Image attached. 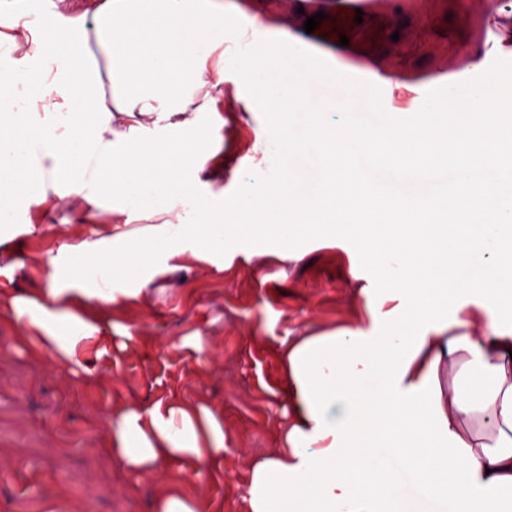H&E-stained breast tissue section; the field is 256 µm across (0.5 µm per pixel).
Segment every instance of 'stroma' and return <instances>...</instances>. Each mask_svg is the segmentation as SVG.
<instances>
[{
  "label": "stroma",
  "instance_id": "1",
  "mask_svg": "<svg viewBox=\"0 0 512 512\" xmlns=\"http://www.w3.org/2000/svg\"><path fill=\"white\" fill-rule=\"evenodd\" d=\"M341 0H224L238 21L241 11L261 15L265 28H243L224 42V199L253 185L268 163L266 131L272 116L252 94L235 64L238 42L251 43L257 61L281 53L280 27L293 38L317 12L324 27L310 33L325 42L346 70L351 98L361 88L350 72L360 61L388 74L377 92L386 117L427 113L446 102V76H459L461 91L494 80L512 102V0H375L361 22L342 18ZM348 46H340L338 36ZM29 200L0 216V281L29 293L44 286L48 249L77 243L80 225L69 202L52 217L48 236L25 232ZM303 256L269 255L255 266L237 255L224 271L208 264L185 268L142 284L138 305L119 320L137 340L118 363L100 362L98 378L83 382L51 360L36 361L16 343L21 325L0 317V512H152L166 473L132 476L105 451L106 415L115 403L145 407L172 396L202 400L224 420V461L182 479L186 495L202 496L211 512H236L249 481V465L278 448L284 420L271 392L283 388V340L307 336L353 319L360 306L358 280L349 269L357 243L326 234L299 237ZM202 333L204 352L189 344Z\"/></svg>",
  "mask_w": 512,
  "mask_h": 512
}]
</instances>
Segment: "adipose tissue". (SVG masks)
I'll list each match as a JSON object with an SVG mask.
<instances>
[{
    "mask_svg": "<svg viewBox=\"0 0 512 512\" xmlns=\"http://www.w3.org/2000/svg\"><path fill=\"white\" fill-rule=\"evenodd\" d=\"M223 0H97L91 14L56 0L27 9L0 0V209L33 198L27 232L73 199L84 239L51 262L41 291L0 282V309L17 339L83 378L132 346L113 317L142 291L116 288L134 261L157 277L192 259L238 253L261 213L309 216L307 235L339 224L362 238L364 263L383 288H362L354 322L283 342L288 420L280 447L253 461L246 512H415L385 458L400 461L449 512H507L512 493V119L494 111L495 85L450 98L448 122L414 113L378 121L370 92L336 133L317 120L344 100L336 72L300 56L253 70L261 100L292 122L267 132L280 165L260 196L228 209L200 175L224 172ZM421 173L438 185L413 207L384 194L385 209L339 210L338 194L368 195L371 172ZM487 213L453 235L442 219ZM483 322L480 332L471 319ZM121 329L114 340L113 329ZM108 451L129 473L218 467L224 425L208 404L172 399L108 415Z\"/></svg>",
    "mask_w": 512,
    "mask_h": 512,
    "instance_id": "1",
    "label": "adipose tissue"
}]
</instances>
